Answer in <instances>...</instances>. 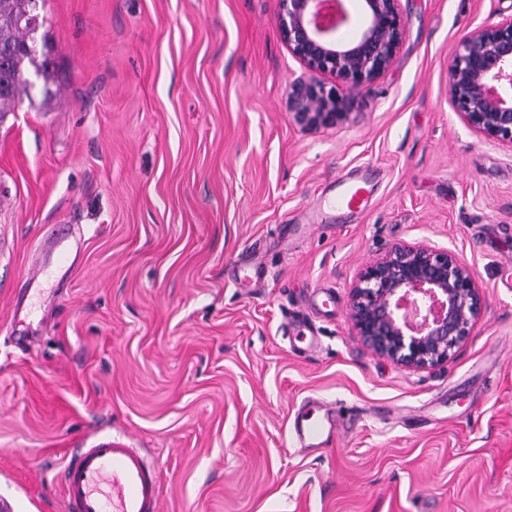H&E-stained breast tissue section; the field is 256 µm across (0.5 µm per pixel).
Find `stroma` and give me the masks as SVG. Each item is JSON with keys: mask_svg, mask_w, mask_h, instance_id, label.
Instances as JSON below:
<instances>
[{"mask_svg": "<svg viewBox=\"0 0 512 512\" xmlns=\"http://www.w3.org/2000/svg\"><path fill=\"white\" fill-rule=\"evenodd\" d=\"M399 9L390 67L305 130L279 0H45L61 90L0 116V512H66L60 467L108 437L158 465L160 512H512V150L448 98L456 42L512 0ZM354 167L372 205L336 212ZM403 242L487 293L427 371L350 320ZM310 398L341 412L321 450L290 432Z\"/></svg>", "mask_w": 512, "mask_h": 512, "instance_id": "35a3bbf8", "label": "stroma"}]
</instances>
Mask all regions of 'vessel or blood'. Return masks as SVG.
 Listing matches in <instances>:
<instances>
[{
  "label": "vessel or blood",
  "mask_w": 512,
  "mask_h": 512,
  "mask_svg": "<svg viewBox=\"0 0 512 512\" xmlns=\"http://www.w3.org/2000/svg\"><path fill=\"white\" fill-rule=\"evenodd\" d=\"M372 190L358 169L336 180L332 202L339 210L365 211ZM341 419L334 407L306 404L294 420V439L310 448L332 444ZM58 479L67 512H159L158 474L136 448L107 439L91 448L77 449Z\"/></svg>",
  "instance_id": "1"
}]
</instances>
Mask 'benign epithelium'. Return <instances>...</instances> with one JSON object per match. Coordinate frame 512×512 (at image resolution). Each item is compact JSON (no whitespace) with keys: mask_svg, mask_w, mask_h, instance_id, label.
<instances>
[{"mask_svg":"<svg viewBox=\"0 0 512 512\" xmlns=\"http://www.w3.org/2000/svg\"><path fill=\"white\" fill-rule=\"evenodd\" d=\"M399 0H281L278 17L288 52L307 70L288 93L295 122L306 129L334 126L352 98L318 78L330 73L355 91L376 79L401 46ZM448 97L464 122L484 139L512 148V20L478 26L448 60ZM486 305L474 267L452 250L423 243L391 247L351 288L350 319L373 352L408 369L426 371L464 345Z\"/></svg>","mask_w":512,"mask_h":512,"instance_id":"obj_1","label":"benign epithelium"}]
</instances>
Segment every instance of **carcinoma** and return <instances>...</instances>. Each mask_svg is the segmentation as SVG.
I'll return each instance as SVG.
<instances>
[{"label":"carcinoma","instance_id":"obj_1","mask_svg":"<svg viewBox=\"0 0 512 512\" xmlns=\"http://www.w3.org/2000/svg\"><path fill=\"white\" fill-rule=\"evenodd\" d=\"M39 0H0V112L22 100L30 80L28 67L48 76L49 59L38 60Z\"/></svg>","mask_w":512,"mask_h":512}]
</instances>
